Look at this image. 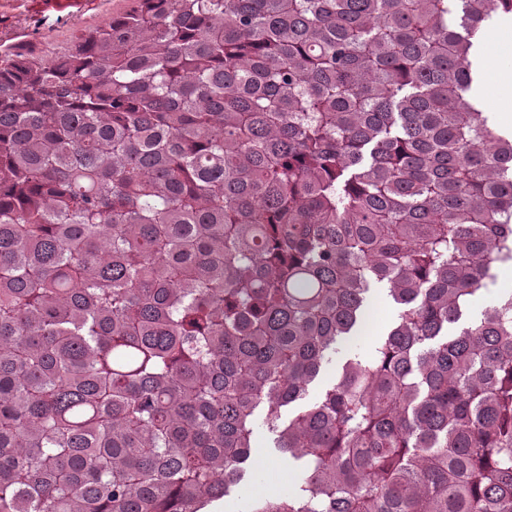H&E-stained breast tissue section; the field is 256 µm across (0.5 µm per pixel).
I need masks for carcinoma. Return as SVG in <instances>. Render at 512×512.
Returning a JSON list of instances; mask_svg holds the SVG:
<instances>
[{"mask_svg":"<svg viewBox=\"0 0 512 512\" xmlns=\"http://www.w3.org/2000/svg\"><path fill=\"white\" fill-rule=\"evenodd\" d=\"M512 0H138L0 60V512H512V134L471 33ZM374 352L304 399L363 320ZM499 294L500 293L499 289L497 288V282H494L489 285L488 288L481 290L480 293H478L472 300L469 307L464 311L460 321L454 326L457 328L463 327L470 321L477 318L485 306L488 305L491 301L495 300V296ZM373 307L377 312V319L371 332L362 340H358L361 326L358 332L351 339L342 341L336 348V353H332L326 363L322 373L317 380L310 386L308 397L301 403H311L320 397L321 393L333 385L341 371L342 366L348 358L354 353L369 355L373 352L377 343L387 334L389 328L396 321L400 305H397L387 295L385 287L375 285L369 295L366 307ZM365 307V309H366ZM276 433L272 431L263 419L261 411L256 414L254 425V442L249 461L243 465L244 473L240 485L232 490L229 496L214 500L205 506L203 512H226L224 505L227 504L228 511L243 512L247 503L238 500L248 490H258L267 476L274 472L283 473L286 478L290 474L295 484L300 480L301 471L299 466L288 462V457L275 448Z\"/></svg>","mask_w":512,"mask_h":512,"instance_id":"cac0c4a2","label":"carcinoma"}]
</instances>
